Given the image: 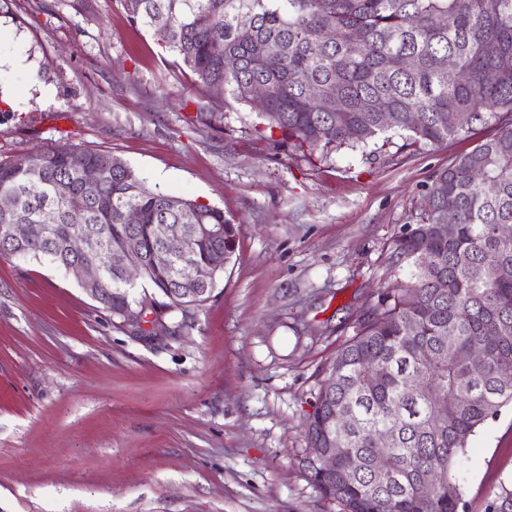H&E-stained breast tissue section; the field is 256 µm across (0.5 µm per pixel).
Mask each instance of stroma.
I'll use <instances>...</instances> for the list:
<instances>
[{"instance_id":"1","label":"stroma","mask_w":512,"mask_h":512,"mask_svg":"<svg viewBox=\"0 0 512 512\" xmlns=\"http://www.w3.org/2000/svg\"><path fill=\"white\" fill-rule=\"evenodd\" d=\"M1 55L25 65L0 66V159L109 151L150 187L222 209L238 235L174 336L130 335L74 274L0 256V512H339L302 466L325 368L362 308L407 281L389 245L431 175L493 127L320 157L254 107L196 92L119 0H8ZM457 476L470 512L512 479L511 405Z\"/></svg>"}]
</instances>
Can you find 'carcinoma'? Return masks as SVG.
Listing matches in <instances>:
<instances>
[{
	"mask_svg": "<svg viewBox=\"0 0 512 512\" xmlns=\"http://www.w3.org/2000/svg\"><path fill=\"white\" fill-rule=\"evenodd\" d=\"M133 25L151 29L190 71L197 90L239 103L262 85L267 128L318 150L369 146L394 132L410 144H437L477 128L497 133L436 171L426 187L428 209L390 244L391 265L409 281L378 294L362 309L356 332L325 369L305 422L307 447L336 437V482L305 461L322 498L341 512H469L454 470L471 436L512 405V0H119ZM247 15L252 37L237 24ZM325 95L316 99L311 89ZM100 169L94 183L87 167ZM16 199L0 212V229L38 224L53 213L45 236L4 240L0 256L63 267H102L95 301L122 322L127 309L177 312L173 331L212 297L229 260L237 226L224 211L196 199L151 189L122 158L105 151L48 148L37 157L0 160V194ZM134 210L139 224L129 227ZM165 224L188 238L170 269L151 254ZM452 224L448 239L438 225ZM134 233L140 243L116 253ZM85 241L76 252L72 241ZM137 270L124 281L121 268ZM486 354L472 375L468 354ZM374 365L378 377L367 378ZM424 383L415 387L416 377ZM393 437L378 477L376 434ZM448 481L444 491L426 476ZM484 512H512V483H500Z\"/></svg>",
	"mask_w": 512,
	"mask_h": 512,
	"instance_id": "obj_1",
	"label": "carcinoma"
}]
</instances>
